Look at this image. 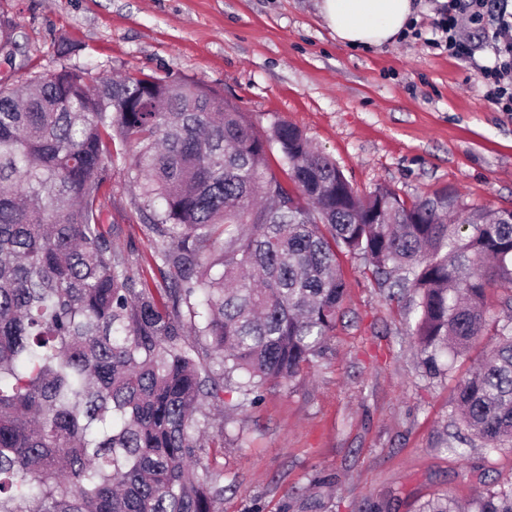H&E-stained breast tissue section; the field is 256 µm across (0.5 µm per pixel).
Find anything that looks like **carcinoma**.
<instances>
[{
    "mask_svg": "<svg viewBox=\"0 0 512 512\" xmlns=\"http://www.w3.org/2000/svg\"><path fill=\"white\" fill-rule=\"evenodd\" d=\"M17 28L0 16V62ZM117 160L152 233L153 287L102 216ZM342 251L408 298L426 376L492 332L440 445L511 448L509 210L466 209L448 187L361 196L299 128L265 129L201 82L66 65L0 81V512H224V427L209 431L203 406L224 412L230 389L253 407L323 353ZM489 288L504 293L493 319ZM419 512L461 510L444 492ZM467 512H512V482Z\"/></svg>",
    "mask_w": 512,
    "mask_h": 512,
    "instance_id": "carcinoma-1",
    "label": "carcinoma"
}]
</instances>
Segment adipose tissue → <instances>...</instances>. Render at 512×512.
Returning <instances> with one entry per match:
<instances>
[{"instance_id":"obj_1","label":"adipose tissue","mask_w":512,"mask_h":512,"mask_svg":"<svg viewBox=\"0 0 512 512\" xmlns=\"http://www.w3.org/2000/svg\"><path fill=\"white\" fill-rule=\"evenodd\" d=\"M414 12L413 0H321L320 13L337 39L349 45L393 42Z\"/></svg>"}]
</instances>
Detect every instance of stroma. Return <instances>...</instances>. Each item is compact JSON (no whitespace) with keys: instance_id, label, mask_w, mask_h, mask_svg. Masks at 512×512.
<instances>
[{"instance_id":"35a3bbf8","label":"stroma","mask_w":512,"mask_h":512,"mask_svg":"<svg viewBox=\"0 0 512 512\" xmlns=\"http://www.w3.org/2000/svg\"><path fill=\"white\" fill-rule=\"evenodd\" d=\"M445 2L414 0L423 40L356 48L325 26L318 0H0L19 25L23 62L0 63V78L53 72L68 47L69 64L101 75L199 81L262 126L293 124L361 193L385 186L410 202L448 186L464 207L512 210V112L491 104L479 76L493 51L460 60L425 43ZM134 194L115 164L104 219L154 283ZM338 262L347 296L324 355L253 408L224 394V512H416L438 492L464 503L511 481L512 450L438 449L456 381L493 337L477 339L452 376L427 379L404 302L389 300L361 260Z\"/></svg>"}]
</instances>
